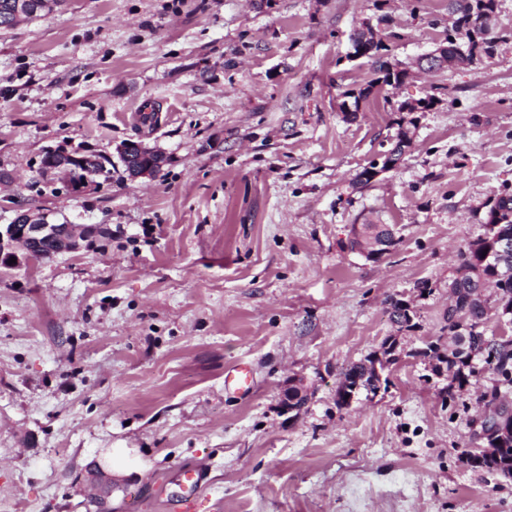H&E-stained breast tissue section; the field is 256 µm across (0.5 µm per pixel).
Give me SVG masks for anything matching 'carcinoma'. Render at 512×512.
I'll return each instance as SVG.
<instances>
[{
    "label": "carcinoma",
    "mask_w": 512,
    "mask_h": 512,
    "mask_svg": "<svg viewBox=\"0 0 512 512\" xmlns=\"http://www.w3.org/2000/svg\"><path fill=\"white\" fill-rule=\"evenodd\" d=\"M478 4L487 17H492L499 9V0H450V10L453 21L448 28V37L443 51L452 54L453 40L464 41L470 45L471 55L482 58L494 54L498 39L489 35L488 25H483L477 35H472L471 11L472 4ZM353 40L362 50L364 58L372 63L373 77L366 87L359 91H345L342 96L352 99V102L342 103V111L352 116L360 110L361 103L369 98L377 87L397 85L407 77V70L398 64L384 59L387 47L382 41H373L362 30L352 35ZM412 137L409 128L402 122H397V131L388 141L387 151L390 160L397 162L411 146ZM482 231L458 255L459 275L449 283V292L456 297V306L460 312L471 319L477 329L468 335L467 351L459 352L453 349L457 344V332L453 324L444 326L448 330L451 343L444 344L441 339L429 342L420 355L427 359L436 375H447V397H453L452 389L462 387L469 379L478 373L488 370L498 377V385L512 386V341L499 336H487L481 326L489 318L490 306L482 307L476 299L484 295L488 286L495 290L496 315L504 322L512 325V277L505 280L500 273V257L496 245L501 235L512 238V190L504 188L493 198V205L485 212ZM377 246V258H382L395 247V230L391 224H353L349 230L346 247L355 250L358 239ZM389 320L399 328L412 329L415 312L410 305L401 299L387 298ZM397 339L389 336L384 339L380 350L375 351L364 359L349 365L342 377L354 384L361 382L365 387L375 386L380 381L378 372H383L389 365L398 360ZM460 459L473 468L486 469L505 477H512V437L502 440L488 437L486 449L473 452L465 449Z\"/></svg>",
    "instance_id": "cac0c4a2"
}]
</instances>
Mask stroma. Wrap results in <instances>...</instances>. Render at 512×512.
<instances>
[{"instance_id":"obj_1","label":"stroma","mask_w":512,"mask_h":512,"mask_svg":"<svg viewBox=\"0 0 512 512\" xmlns=\"http://www.w3.org/2000/svg\"><path fill=\"white\" fill-rule=\"evenodd\" d=\"M364 21L409 75L348 118ZM450 23L448 0H67L0 30V224L16 203L112 227L105 248L0 268V512H95L107 448L146 463L112 512H179L185 467L207 475L196 512H512V479L459 458L490 374L446 401L418 355L512 187V0L493 57L420 72ZM431 93L399 169L352 188L394 105ZM129 141L166 156L159 174L127 177ZM58 148L112 157L111 180L51 193L38 167ZM367 219L397 229L378 261L343 246ZM391 296L416 328L390 323ZM389 336L387 389L337 407L341 371ZM240 364L246 396L224 387ZM292 378L311 393L295 416Z\"/></svg>"}]
</instances>
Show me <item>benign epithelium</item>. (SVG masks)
Returning a JSON list of instances; mask_svg holds the SVG:
<instances>
[{
    "instance_id": "obj_1",
    "label": "benign epithelium",
    "mask_w": 512,
    "mask_h": 512,
    "mask_svg": "<svg viewBox=\"0 0 512 512\" xmlns=\"http://www.w3.org/2000/svg\"><path fill=\"white\" fill-rule=\"evenodd\" d=\"M120 160L128 165V173L132 178L154 176L165 164V156L139 142H127L119 149ZM95 158L90 155H76L64 151L49 150L45 152L44 162L40 164V173L44 176L53 174L61 183L59 192L77 193L89 186H99L101 181L93 170ZM84 167L88 174L83 183L75 184L71 180L72 172ZM26 220L22 224L10 222L0 225V266L14 268L9 263L18 257L16 247L27 248V245L42 240L54 242L60 253H73L88 245L100 244L112 239V227L108 224H86L76 230L73 224H52L44 213L26 211ZM480 430L475 432L479 440L487 436L488 429L512 428V401L503 397L493 400L487 396L483 399V409L477 419ZM89 483L98 492L114 486L112 475L98 467L89 469Z\"/></svg>"
}]
</instances>
